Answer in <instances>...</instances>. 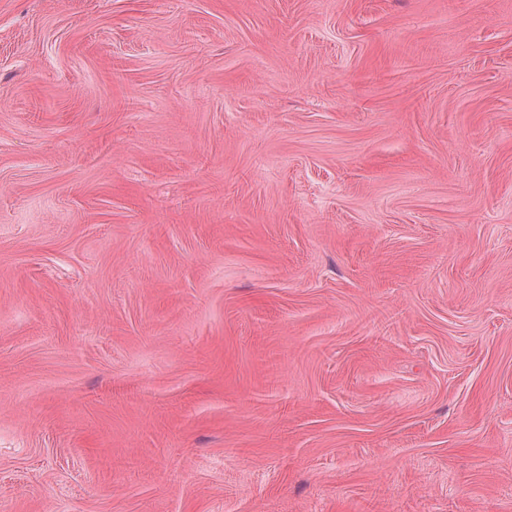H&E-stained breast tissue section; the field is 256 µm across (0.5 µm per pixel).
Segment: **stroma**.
<instances>
[{
	"label": "stroma",
	"instance_id": "35a3bbf8",
	"mask_svg": "<svg viewBox=\"0 0 512 512\" xmlns=\"http://www.w3.org/2000/svg\"><path fill=\"white\" fill-rule=\"evenodd\" d=\"M0 512H512V0H0Z\"/></svg>",
	"mask_w": 512,
	"mask_h": 512
}]
</instances>
